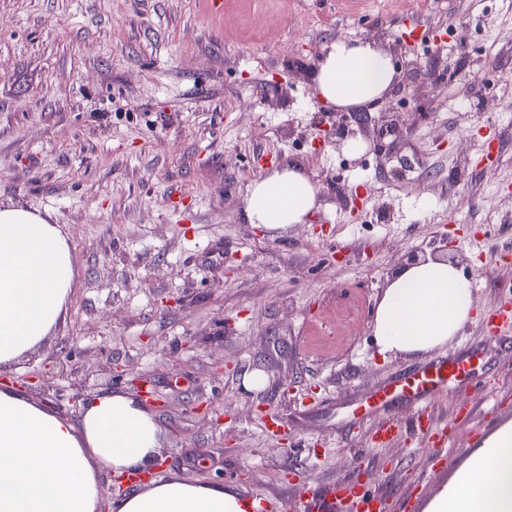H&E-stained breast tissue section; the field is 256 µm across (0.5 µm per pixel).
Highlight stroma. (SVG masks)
<instances>
[{
    "mask_svg": "<svg viewBox=\"0 0 512 512\" xmlns=\"http://www.w3.org/2000/svg\"><path fill=\"white\" fill-rule=\"evenodd\" d=\"M412 14L437 35L403 53ZM338 39L375 42L397 67L363 127L312 91ZM504 70L512 0H224L220 14L210 0H0V207L55 224L75 267L63 320L0 379L73 422L91 396H133L145 381L163 428L158 479L221 482L301 512L303 488L357 475L402 512L427 450L408 436L372 448L369 424L339 423L410 365L382 357L372 331L409 254L462 253L474 309L448 348L473 341L487 357L467 394L436 399L434 420L472 403L454 445L474 448L487 389L512 412V352L484 326L512 274L476 257L512 254ZM341 120L361 153L325 141ZM489 133L501 153L481 166ZM267 160L302 164L319 186L309 223L245 221ZM254 370L264 390L244 388ZM264 407L291 440L267 434ZM428 479L431 493L447 481Z\"/></svg>",
    "mask_w": 512,
    "mask_h": 512,
    "instance_id": "stroma-1",
    "label": "stroma"
}]
</instances>
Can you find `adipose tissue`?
I'll return each instance as SVG.
<instances>
[{"instance_id":"adipose-tissue-1","label":"adipose tissue","mask_w":512,"mask_h":512,"mask_svg":"<svg viewBox=\"0 0 512 512\" xmlns=\"http://www.w3.org/2000/svg\"><path fill=\"white\" fill-rule=\"evenodd\" d=\"M396 80L388 54L369 41L332 42L313 75L314 93L338 109L381 103ZM319 188L299 164L254 180L247 223L282 231L319 208ZM74 278L65 239L38 214L0 209V366L39 345L58 324ZM473 288L449 262L399 268L372 322L382 356L424 358L469 320ZM155 415L120 393L92 398L80 423L0 388V512H102L99 476L148 471L160 452ZM256 501L220 483L173 475L134 487L112 512H255ZM426 512H512V431L470 456L467 475L442 488Z\"/></svg>"}]
</instances>
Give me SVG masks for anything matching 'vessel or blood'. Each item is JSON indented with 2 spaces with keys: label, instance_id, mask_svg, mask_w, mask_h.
<instances>
[{
  "label": "vessel or blood",
  "instance_id": "1",
  "mask_svg": "<svg viewBox=\"0 0 512 512\" xmlns=\"http://www.w3.org/2000/svg\"><path fill=\"white\" fill-rule=\"evenodd\" d=\"M487 332L498 337L503 345L512 344V298L500 300L488 317ZM480 354L477 350L451 353L430 359L423 365L389 379L371 392L354 410L357 420L367 422L382 417L381 425L373 429L374 447L392 443L401 432L389 415L393 406L405 402L412 406L414 417L409 425L418 445L431 452L433 473L457 474L466 462L465 449L455 447L454 433L458 424L469 420L472 406L461 404L446 425H438L430 408L447 388L466 390L474 378L473 365ZM306 512H385L381 494L370 491L358 478L349 477L324 488L312 487L305 494Z\"/></svg>",
  "mask_w": 512,
  "mask_h": 512
}]
</instances>
